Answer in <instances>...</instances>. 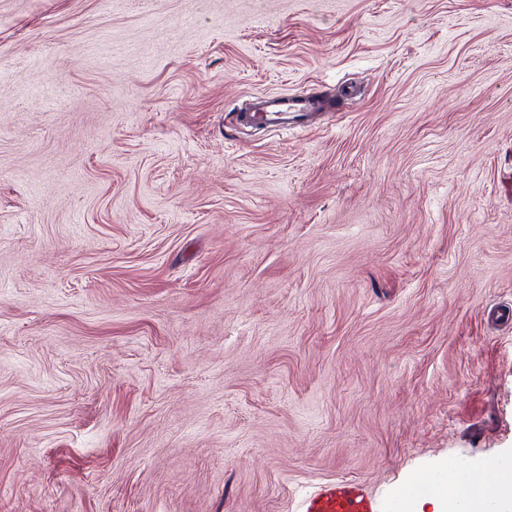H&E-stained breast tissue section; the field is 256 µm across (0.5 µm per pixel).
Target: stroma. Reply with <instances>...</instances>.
<instances>
[{
	"instance_id": "obj_1",
	"label": "stroma",
	"mask_w": 512,
	"mask_h": 512,
	"mask_svg": "<svg viewBox=\"0 0 512 512\" xmlns=\"http://www.w3.org/2000/svg\"><path fill=\"white\" fill-rule=\"evenodd\" d=\"M508 308L512 0H0V512H434ZM249 109L238 112V120L242 125L253 123L264 124L268 127H278L288 130V124L296 121H310L321 108L318 100L300 95L259 94L250 96ZM326 107L322 111L325 112ZM377 497L362 481L341 479L321 484L301 500L297 512H380Z\"/></svg>"
}]
</instances>
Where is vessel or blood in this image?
Listing matches in <instances>:
<instances>
[{"instance_id":"b4317fda","label":"vessel or blood","mask_w":512,"mask_h":512,"mask_svg":"<svg viewBox=\"0 0 512 512\" xmlns=\"http://www.w3.org/2000/svg\"><path fill=\"white\" fill-rule=\"evenodd\" d=\"M320 108L319 101L300 95L259 94L252 96L249 109L240 112L238 120L284 130L293 122L311 120ZM297 512H380V505L365 483L341 479L321 484L301 500Z\"/></svg>"}]
</instances>
